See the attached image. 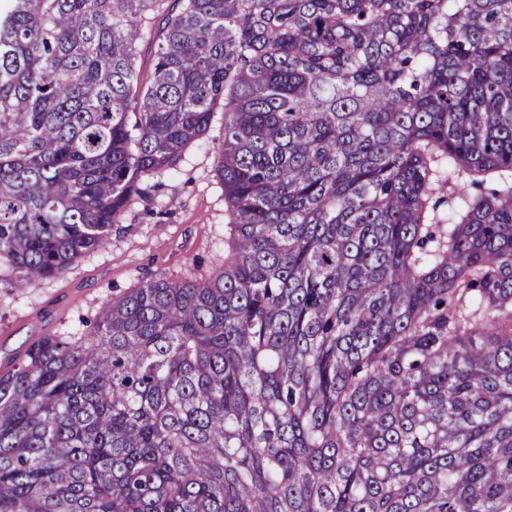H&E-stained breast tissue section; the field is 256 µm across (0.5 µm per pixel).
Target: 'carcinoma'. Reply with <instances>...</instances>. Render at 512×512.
Listing matches in <instances>:
<instances>
[{
	"label": "carcinoma",
	"instance_id": "obj_1",
	"mask_svg": "<svg viewBox=\"0 0 512 512\" xmlns=\"http://www.w3.org/2000/svg\"><path fill=\"white\" fill-rule=\"evenodd\" d=\"M217 112L224 264L0 375V512H512V0H0V286Z\"/></svg>",
	"mask_w": 512,
	"mask_h": 512
}]
</instances>
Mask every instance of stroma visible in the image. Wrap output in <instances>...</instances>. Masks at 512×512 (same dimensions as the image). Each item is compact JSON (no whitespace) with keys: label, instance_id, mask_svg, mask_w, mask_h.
I'll list each match as a JSON object with an SVG mask.
<instances>
[{"label":"stroma","instance_id":"1","mask_svg":"<svg viewBox=\"0 0 512 512\" xmlns=\"http://www.w3.org/2000/svg\"><path fill=\"white\" fill-rule=\"evenodd\" d=\"M222 118L159 185L145 183L113 225L109 244L75 262L63 275L23 288H0V373L21 361L45 336H72L113 296L156 274L198 278L221 266L229 217L214 176Z\"/></svg>","mask_w":512,"mask_h":512}]
</instances>
